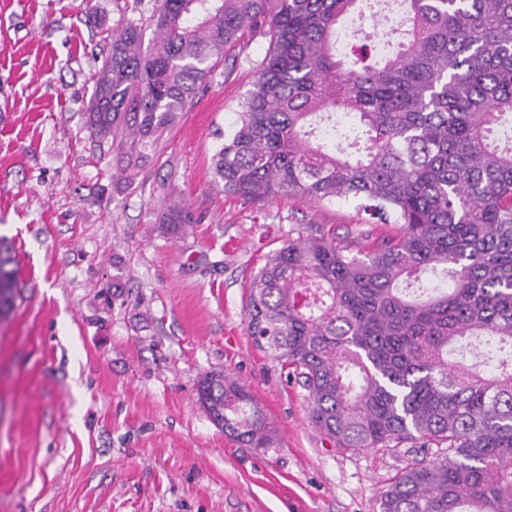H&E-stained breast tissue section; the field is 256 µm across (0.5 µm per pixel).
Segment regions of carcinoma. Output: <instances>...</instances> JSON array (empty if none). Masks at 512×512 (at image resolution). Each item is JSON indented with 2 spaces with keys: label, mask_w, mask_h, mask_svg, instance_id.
Wrapping results in <instances>:
<instances>
[{
  "label": "carcinoma",
  "mask_w": 512,
  "mask_h": 512,
  "mask_svg": "<svg viewBox=\"0 0 512 512\" xmlns=\"http://www.w3.org/2000/svg\"><path fill=\"white\" fill-rule=\"evenodd\" d=\"M373 0H159L157 37L112 33L84 124L112 140L128 181L247 34L269 39L252 89L213 156L224 194L358 201L363 249L322 226L283 242L249 282L250 335L307 392L339 447H445L383 491L380 512H512V0H402L404 35L382 62L369 38L336 55V30ZM344 112L348 147L319 122ZM163 223H193L175 206ZM439 284L428 287V276ZM0 238V320L18 298ZM198 401L249 448L273 432L222 370Z\"/></svg>",
  "instance_id": "cac0c4a2"
}]
</instances>
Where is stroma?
Segmentation results:
<instances>
[{
	"label": "stroma",
	"instance_id": "obj_1",
	"mask_svg": "<svg viewBox=\"0 0 512 512\" xmlns=\"http://www.w3.org/2000/svg\"><path fill=\"white\" fill-rule=\"evenodd\" d=\"M156 0H0V236L22 297L0 323V512H380L435 448L337 447L305 390L249 334L248 285L288 235L358 240L355 203L224 195L211 158L252 88L266 37H245L159 138L134 184L84 124L108 31ZM193 224L167 231L170 206ZM221 370L275 431L243 446L197 386Z\"/></svg>",
	"mask_w": 512,
	"mask_h": 512
}]
</instances>
